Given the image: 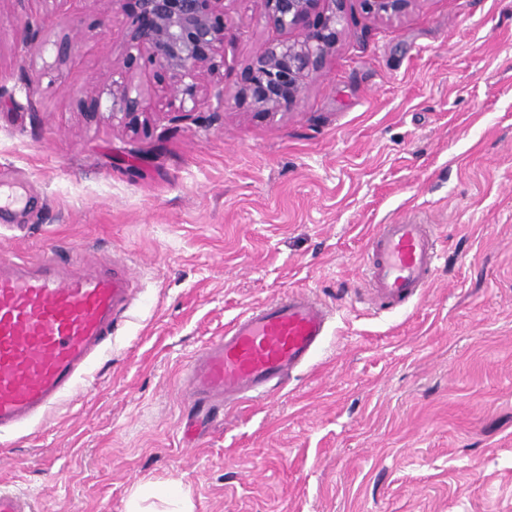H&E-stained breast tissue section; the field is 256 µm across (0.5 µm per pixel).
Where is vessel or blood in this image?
Masks as SVG:
<instances>
[{"instance_id":"b4317fda","label":"vessel or blood","mask_w":512,"mask_h":512,"mask_svg":"<svg viewBox=\"0 0 512 512\" xmlns=\"http://www.w3.org/2000/svg\"><path fill=\"white\" fill-rule=\"evenodd\" d=\"M431 225L397 220L370 243L369 293L393 307L420 296L437 269ZM137 291L124 265L80 272L57 257L30 265L0 259V437L30 426L64 397L92 386L100 355ZM330 308L292 291L235 317L193 357L185 388L196 414L210 416L280 387L306 367L326 338ZM0 512H32L29 498L0 487Z\"/></svg>"}]
</instances>
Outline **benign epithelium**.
I'll use <instances>...</instances> for the list:
<instances>
[{
	"label": "benign epithelium",
	"instance_id": "obj_1",
	"mask_svg": "<svg viewBox=\"0 0 512 512\" xmlns=\"http://www.w3.org/2000/svg\"><path fill=\"white\" fill-rule=\"evenodd\" d=\"M126 42L128 61L142 60L170 91L168 112L190 116L205 103L224 109V0H135ZM267 24L286 38L267 44L245 67L237 94L265 113L289 111L322 70L345 29L346 0H262ZM380 19L402 16L412 0H363ZM299 31L295 38L288 37ZM111 111L91 109L88 123L136 129L151 109L130 68L112 66L106 87Z\"/></svg>",
	"mask_w": 512,
	"mask_h": 512
}]
</instances>
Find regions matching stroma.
Masks as SVG:
<instances>
[{
  "mask_svg": "<svg viewBox=\"0 0 512 512\" xmlns=\"http://www.w3.org/2000/svg\"><path fill=\"white\" fill-rule=\"evenodd\" d=\"M224 109L138 135L107 111L132 0H0V180L22 196L0 255L62 254L142 285L96 387L0 438V485L37 512H126L180 487L193 512H512V0H414L381 21L348 0L344 35L288 112L236 95L281 39L262 0H224ZM33 17L68 36L27 59ZM38 94H30L29 84ZM432 225L429 288L368 301L379 225ZM289 290L333 311L311 364L185 435L194 354Z\"/></svg>",
  "mask_w": 512,
  "mask_h": 512,
  "instance_id": "35a3bbf8",
  "label": "stroma"
}]
</instances>
